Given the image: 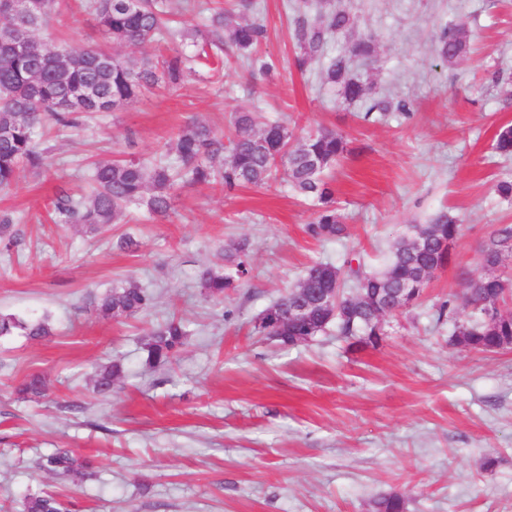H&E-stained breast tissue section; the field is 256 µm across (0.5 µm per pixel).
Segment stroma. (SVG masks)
Listing matches in <instances>:
<instances>
[{"label":"stroma","mask_w":512,"mask_h":512,"mask_svg":"<svg viewBox=\"0 0 512 512\" xmlns=\"http://www.w3.org/2000/svg\"><path fill=\"white\" fill-rule=\"evenodd\" d=\"M181 28L203 29L212 9L238 0H166ZM85 0H57L36 33L57 47L99 42ZM335 6L353 19L329 36L325 55L295 65L297 19ZM259 52L274 70L252 75L224 52V71L194 65L175 85L160 81L125 109L82 125L41 131L53 165L22 170L0 191L14 213L17 242L0 251V310L50 315L44 340H0V507L22 512L27 494L51 491L67 512H375L395 494L406 512H512V348L479 353L455 345L470 318L465 281L484 275L481 251L512 202L497 182L512 180V157L494 153L498 127L512 123V0H253ZM461 28L468 53L452 64L434 53L439 29ZM376 56L354 60L371 99L412 110L367 114L323 80L331 58L358 39ZM253 112L296 135L321 127L350 151L329 173L345 217L342 238L308 236L316 208L283 180L225 194L214 184L179 183L167 216L132 208L97 234L55 223L59 190H89L92 162L164 155L187 121L231 134L233 117ZM461 222L447 268L421 300L386 318L378 347H353L327 330L282 347L253 331L256 318L316 262L359 255L383 268L400 238L439 212ZM134 242L129 250L119 238ZM248 239L251 278L204 299L201 270H223L224 251ZM132 280L157 296L149 312L98 318L85 305ZM454 299L452 319L437 304ZM190 336L172 365L145 366L146 334L168 319ZM124 376L110 397L93 394L100 365ZM44 376L46 394L17 389ZM57 448L91 458L96 476L59 479L37 462Z\"/></svg>","instance_id":"obj_1"}]
</instances>
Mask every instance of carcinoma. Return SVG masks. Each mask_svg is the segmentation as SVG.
<instances>
[{"label":"carcinoma","mask_w":512,"mask_h":512,"mask_svg":"<svg viewBox=\"0 0 512 512\" xmlns=\"http://www.w3.org/2000/svg\"><path fill=\"white\" fill-rule=\"evenodd\" d=\"M56 0H46L43 11L29 21L30 32L42 27L55 11ZM0 0V189L15 182L23 167L41 170L48 164L45 152L36 141L37 131L50 125L78 124L89 113L115 112L154 86L159 76L178 82L187 69L188 58L179 49L156 66L149 59L139 62L126 60L117 52L98 46H78L60 59L54 47L31 40L25 54L14 51L17 29ZM87 8L94 15L103 38L119 47L144 46L168 33L192 40L193 45L211 47L210 34H224V42L259 71H268L273 61L256 56L262 36L261 25L217 11L213 15L211 33L193 35L172 30L166 0H88ZM353 18L344 10H331L313 19L302 18L296 23V40L300 56L298 67L324 53L328 35L347 31ZM435 51L444 62L454 63L467 53V40L453 25L441 28ZM371 57L366 41L352 43L348 50L333 58L325 79L339 85L347 102L362 101L368 97L366 85L349 76V57ZM234 134L229 138L210 126L192 120L178 132L174 142L175 162L159 160L147 166L135 160L116 158L92 163L87 196H61L55 205L60 223L79 225L90 234H100L111 224H118L131 205H143L157 216H164L171 208L173 190L178 182L217 184L226 191L247 186L265 185L281 175L299 195L315 201L317 216L306 226L307 234L316 240H332L345 233L342 216L335 207V190L326 176L348 152L347 142L335 131L319 128L301 137L293 138L284 124L260 123L251 112H237ZM495 151L502 156L512 155V124H505L496 132ZM460 235L458 220L446 212L433 222L419 228L418 241L402 240L390 252L383 269L367 272L362 263L347 258L340 266L316 262L311 265L296 285L256 319L255 332L273 336L284 346L294 345V337L318 334L333 327L336 336L344 340L364 343L370 321L369 310L354 306L346 317L325 321L321 308L315 305L323 289H342L341 300L361 293L374 296L377 290L400 288L404 285L422 291L430 279L423 272L428 268H444L448 254L441 251L440 241ZM16 242L14 220L0 213V246L10 251ZM512 250V225L498 228L482 249V258L490 266L496 264L502 251ZM250 246L238 242L228 258L229 270L223 273L207 268L200 273L203 295L219 299L224 291L245 284L250 276L248 264ZM479 287L467 285L465 298L477 317L457 324L455 342L473 351L491 352L497 337L511 336L512 323L501 330L484 324L489 307L503 300L512 281L489 270L477 279ZM314 304L309 319L293 325L281 322L288 308L301 301ZM153 290L134 281H126L90 298V307L97 316L118 320L134 317L154 308ZM18 332L32 340L52 335L49 318L26 319L15 314L0 313V339ZM190 335L187 325L171 319L153 329L144 341L145 363L163 366L173 362ZM123 367L118 362L99 366L93 376V391L102 397L112 395L115 383L122 377ZM19 392L41 397L46 383L38 374L29 375ZM45 471L68 478L90 467L79 461L66 448H57L41 458ZM404 500L396 495L383 496L375 502V512H404ZM23 512H64L58 497L49 492L28 494Z\"/></svg>","instance_id":"1"}]
</instances>
